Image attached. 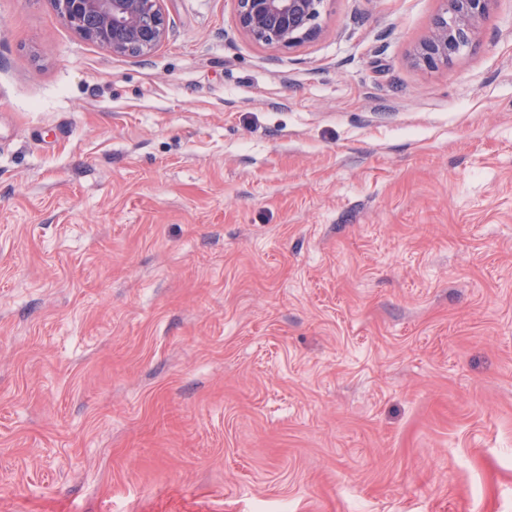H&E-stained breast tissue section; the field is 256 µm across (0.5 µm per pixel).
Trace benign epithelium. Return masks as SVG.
Returning a JSON list of instances; mask_svg holds the SVG:
<instances>
[{
	"label": "benign epithelium",
	"instance_id": "benign-epithelium-1",
	"mask_svg": "<svg viewBox=\"0 0 512 512\" xmlns=\"http://www.w3.org/2000/svg\"><path fill=\"white\" fill-rule=\"evenodd\" d=\"M61 21L114 54L147 56L167 35L162 0H51ZM240 30L254 44L290 49L321 33L330 0H235ZM497 0H439L428 33L413 48L429 71L450 66L472 49Z\"/></svg>",
	"mask_w": 512,
	"mask_h": 512
}]
</instances>
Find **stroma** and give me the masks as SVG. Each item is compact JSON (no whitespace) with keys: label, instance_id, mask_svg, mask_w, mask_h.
Listing matches in <instances>:
<instances>
[{"label":"stroma","instance_id":"stroma-1","mask_svg":"<svg viewBox=\"0 0 512 512\" xmlns=\"http://www.w3.org/2000/svg\"><path fill=\"white\" fill-rule=\"evenodd\" d=\"M162 7L0 0V512H512V0ZM61 21L112 54L150 55L167 35L162 0H51ZM240 30L254 44L290 49L321 33L320 18L332 0H234ZM438 12L428 33L413 48L417 65L434 71L448 68L456 58L472 49L482 24L497 0H438Z\"/></svg>","mask_w":512,"mask_h":512}]
</instances>
